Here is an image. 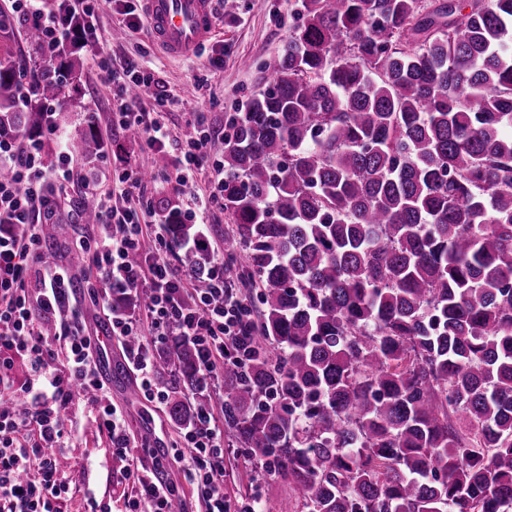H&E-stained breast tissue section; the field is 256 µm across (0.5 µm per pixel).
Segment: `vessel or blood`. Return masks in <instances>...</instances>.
I'll return each instance as SVG.
<instances>
[{"label": "vessel or blood", "instance_id": "vessel-or-blood-1", "mask_svg": "<svg viewBox=\"0 0 512 512\" xmlns=\"http://www.w3.org/2000/svg\"><path fill=\"white\" fill-rule=\"evenodd\" d=\"M151 36L176 58L194 56L213 33L212 0H142Z\"/></svg>", "mask_w": 512, "mask_h": 512}]
</instances>
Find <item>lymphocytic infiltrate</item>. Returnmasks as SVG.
<instances>
[{
    "mask_svg": "<svg viewBox=\"0 0 512 512\" xmlns=\"http://www.w3.org/2000/svg\"><path fill=\"white\" fill-rule=\"evenodd\" d=\"M70 17L60 16L49 0H0V16L14 14L41 35L40 60L21 63L19 103L31 101L42 82L53 75L54 61L73 41L92 51L91 67L97 82L111 89L112 123L143 135L149 148L175 145L178 174L172 184L176 195L190 194L194 175L213 158L212 147L224 129L198 118L193 136L172 143L165 123L168 98L146 106L134 89L150 91L152 73L134 63L114 65L111 57L95 53L103 38L97 18L103 0H69ZM55 141V163H47L44 147ZM76 158L56 122V107L47 104L38 134L27 136L0 114V512H63L70 500L71 477L61 468L54 450L66 437L61 419L73 400L95 413L99 429L111 442V456L124 467L121 482L128 493L122 512H171L176 486H156L151 472L138 465L140 448L131 436L121 410L112 404L98 374V349L87 330L83 307L69 299L73 274L68 267L48 264L43 258L42 226L72 195L93 197L100 235L75 242L84 260L91 299L110 311L112 336L123 341L140 337L129 351L128 363L139 378L148 402L165 403L167 393L157 377L152 348L170 336H182L200 352V368L211 385H224L225 359H240V336L252 313L250 303L228 284L230 268L224 251L211 250L207 271L197 274L175 268L166 254L167 218L155 224L154 245L145 248L143 208L149 182L137 166L124 160L100 181L85 182L75 170ZM138 263H131L132 255ZM144 292L148 302L141 311L113 306L112 291ZM68 312L69 325L54 335L42 330L44 318ZM26 361L25 381L16 377L17 361ZM24 394L31 408L20 415L11 404ZM177 466L197 496L200 512H230L224 498V436L208 408L198 421L179 435L157 467Z\"/></svg>",
    "mask_w": 512,
    "mask_h": 512,
    "instance_id": "lymphocytic-infiltrate-1",
    "label": "lymphocytic infiltrate"
}]
</instances>
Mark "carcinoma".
<instances>
[{
	"instance_id": "carcinoma-1",
	"label": "carcinoma",
	"mask_w": 512,
	"mask_h": 512,
	"mask_svg": "<svg viewBox=\"0 0 512 512\" xmlns=\"http://www.w3.org/2000/svg\"><path fill=\"white\" fill-rule=\"evenodd\" d=\"M300 2L215 143L248 360L193 404L197 348L169 339L168 416L219 406L265 504L283 481L301 512H512V0ZM17 88L0 62V107ZM105 150L91 126L77 153ZM169 237L206 269L195 225Z\"/></svg>"
}]
</instances>
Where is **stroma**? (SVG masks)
I'll use <instances>...</instances> for the list:
<instances>
[{"label": "stroma", "instance_id": "stroma-1", "mask_svg": "<svg viewBox=\"0 0 512 512\" xmlns=\"http://www.w3.org/2000/svg\"><path fill=\"white\" fill-rule=\"evenodd\" d=\"M297 18L296 0H224V11L215 17V32L198 54L189 59H173L151 38L148 30L134 31L126 27L119 15L104 11L99 22L106 30L100 45L101 53L116 59L131 58L140 67L151 71L160 94L178 97L170 107L166 124L172 135L185 139L194 132L198 114L216 125L243 111L249 98L268 80L265 65L281 50L289 28ZM88 52H81L74 63L73 78L81 94L59 98L58 124L68 144L78 145L88 124H95L115 157L128 159L146 171L164 173V180L152 184L148 195L156 215L180 206L168 184L175 176L174 152L159 153L145 143L134 140L129 133L113 128L107 101L108 89L97 86L88 64ZM124 347L111 342L105 349L100 373L106 379L112 402L119 406L132 433L146 438L149 447L171 446L179 429L165 409L155 408L140 396H131L135 375L113 378L115 366L126 365ZM68 445L60 455L66 459L75 483L92 481L98 498L120 500L126 487L117 482L100 462L109 450V440L81 404L65 411Z\"/></svg>", "mask_w": 512, "mask_h": 512}]
</instances>
